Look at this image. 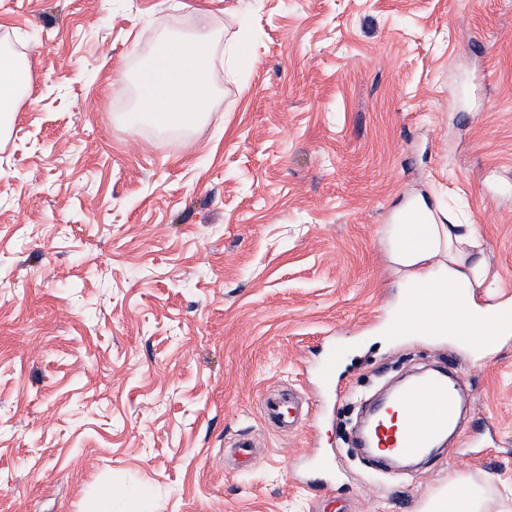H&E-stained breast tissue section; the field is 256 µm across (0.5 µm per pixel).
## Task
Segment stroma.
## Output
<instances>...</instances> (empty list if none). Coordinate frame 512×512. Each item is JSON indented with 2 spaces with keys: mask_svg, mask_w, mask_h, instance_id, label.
<instances>
[{
  "mask_svg": "<svg viewBox=\"0 0 512 512\" xmlns=\"http://www.w3.org/2000/svg\"><path fill=\"white\" fill-rule=\"evenodd\" d=\"M200 11L244 46L208 122H128L113 82ZM0 43L34 75L0 140V512L106 483L112 512H417L455 477L512 512V336L385 334L414 198L479 229L452 256L512 301V0H0ZM436 366L468 398L450 444L404 475L344 447L359 398ZM289 388L315 427L265 424Z\"/></svg>",
  "mask_w": 512,
  "mask_h": 512,
  "instance_id": "35a3bbf8",
  "label": "stroma"
}]
</instances>
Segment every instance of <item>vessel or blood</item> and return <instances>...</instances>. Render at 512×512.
<instances>
[{"label": "vessel or blood", "mask_w": 512, "mask_h": 512, "mask_svg": "<svg viewBox=\"0 0 512 512\" xmlns=\"http://www.w3.org/2000/svg\"><path fill=\"white\" fill-rule=\"evenodd\" d=\"M447 297L446 291L436 287L413 289L404 308L390 321L392 333L399 336L419 331L435 335L438 306ZM458 407V395L447 375H421L373 411L365 444L378 449L382 464L420 459L454 426ZM262 414L265 421L283 433L291 432L307 416L297 396L281 392L265 395Z\"/></svg>", "instance_id": "obj_1"}]
</instances>
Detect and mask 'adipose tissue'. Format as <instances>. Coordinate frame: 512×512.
I'll return each instance as SVG.
<instances>
[{"label":"adipose tissue","instance_id":"adipose-tissue-1","mask_svg":"<svg viewBox=\"0 0 512 512\" xmlns=\"http://www.w3.org/2000/svg\"><path fill=\"white\" fill-rule=\"evenodd\" d=\"M217 36L207 13H199L194 34L187 39H170L138 73L140 96L136 111L150 114L163 127L187 128L205 119L217 92L210 67ZM33 77L29 64L10 50L0 49V132L10 130L19 103L30 92ZM393 237L417 235L421 249L397 255L398 263L413 268L415 281L426 285L439 282L454 299L448 304L450 336L473 343L485 353L493 352L490 341L491 316L472 293L478 275L475 267L449 268L436 278L430 270L437 256L450 253L453 243L478 236L472 224H396ZM487 486L465 478L450 479L441 494L427 499L420 512H492Z\"/></svg>","mask_w":512,"mask_h":512}]
</instances>
